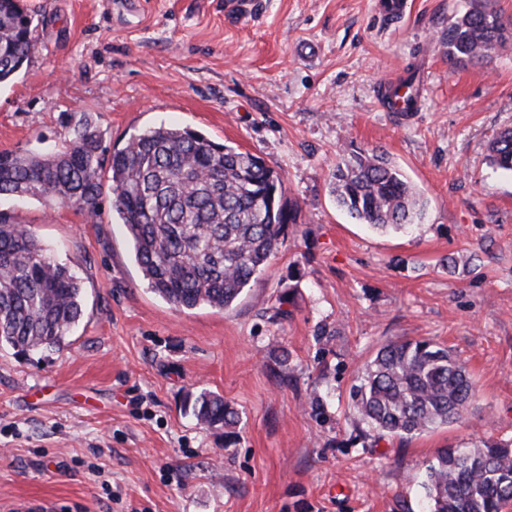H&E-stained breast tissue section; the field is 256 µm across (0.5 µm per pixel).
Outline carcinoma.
I'll use <instances>...</instances> for the list:
<instances>
[{
  "label": "carcinoma",
  "mask_w": 512,
  "mask_h": 512,
  "mask_svg": "<svg viewBox=\"0 0 512 512\" xmlns=\"http://www.w3.org/2000/svg\"><path fill=\"white\" fill-rule=\"evenodd\" d=\"M32 15L0 0V85L29 59ZM501 15L476 6L448 26L452 64L482 62L508 47ZM62 150L0 152V197H38L100 214L101 171L147 286L176 307L230 309L265 270L298 205L263 160L202 133L160 124L105 155L86 115L68 116ZM491 163L512 171V129L491 142ZM331 193L348 215L378 231L406 230L424 203L405 175L373 150L350 153L332 172ZM83 316L76 272L34 233L0 212V344L19 355L61 348ZM475 395L464 364L431 340L394 341L364 368L351 393L355 412L383 435L412 437L464 418ZM185 406L198 424L231 437L233 408L206 392ZM428 512H502L512 503V446L483 442L445 448L421 481Z\"/></svg>",
  "instance_id": "cac0c4a2"
}]
</instances>
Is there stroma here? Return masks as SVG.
<instances>
[{
    "label": "stroma",
    "instance_id": "35a3bbf8",
    "mask_svg": "<svg viewBox=\"0 0 512 512\" xmlns=\"http://www.w3.org/2000/svg\"><path fill=\"white\" fill-rule=\"evenodd\" d=\"M24 0L34 50L0 88V151L60 147L67 114L103 144L159 124L263 158L298 222L232 309L147 286L103 181L99 218L0 199L74 266L84 316L61 349L0 347V512H423L438 452L512 442V46L452 65L442 37L469 0ZM414 76V111L382 91ZM377 150L425 209L408 232L356 223L328 188L340 155ZM428 339L465 363L461 421L379 436L350 390L386 343ZM236 411L233 438L187 393ZM491 163L505 171H512V129L500 132L491 142Z\"/></svg>",
    "mask_w": 512,
    "mask_h": 512
}]
</instances>
